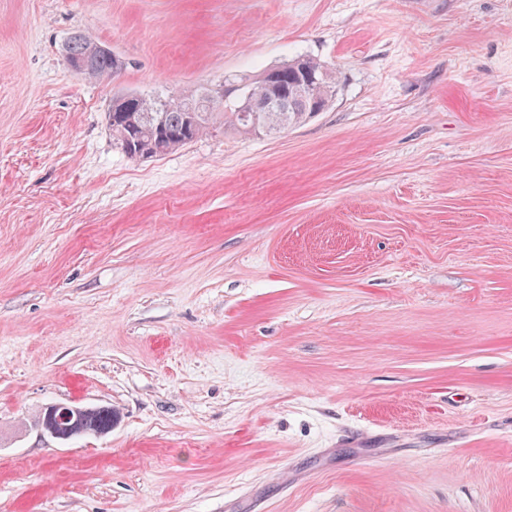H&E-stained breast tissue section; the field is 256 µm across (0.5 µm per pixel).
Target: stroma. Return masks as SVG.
Masks as SVG:
<instances>
[{
  "label": "stroma",
  "instance_id": "obj_1",
  "mask_svg": "<svg viewBox=\"0 0 512 512\" xmlns=\"http://www.w3.org/2000/svg\"><path fill=\"white\" fill-rule=\"evenodd\" d=\"M304 56L284 132L112 138ZM0 512H512V0H0ZM99 42L88 33L78 31L74 32L65 42L63 51L66 54L82 62H73L68 56H65L67 67L75 74L79 75L84 67L81 77L97 80H106L112 78L117 72L114 70L115 62L112 54H105L97 49ZM116 414L109 408L92 409L80 418L81 425L87 430L103 435L112 429Z\"/></svg>",
  "mask_w": 512,
  "mask_h": 512
}]
</instances>
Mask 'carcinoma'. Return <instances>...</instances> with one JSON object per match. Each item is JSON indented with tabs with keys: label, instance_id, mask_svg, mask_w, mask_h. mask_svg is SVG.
Segmentation results:
<instances>
[{
	"label": "carcinoma",
	"instance_id": "1",
	"mask_svg": "<svg viewBox=\"0 0 512 512\" xmlns=\"http://www.w3.org/2000/svg\"><path fill=\"white\" fill-rule=\"evenodd\" d=\"M98 41L78 31L65 42L63 51L82 62V77L106 80L116 74L112 54L97 49ZM281 77L253 81L247 90L255 100L267 97L279 88H288L289 107L286 112H260L256 131L277 134L304 122L311 102L326 103L336 95V75L320 61L311 57L297 58L278 65ZM215 89L217 100L208 107L199 95L184 98H160L134 95L132 108L140 116L138 125L125 123L122 113L115 112L109 123L112 137L125 153L144 146L156 156L170 153L221 123L248 135L236 108H228ZM116 414L109 408L91 409L80 418L87 430L103 435L112 429Z\"/></svg>",
	"mask_w": 512,
	"mask_h": 512
}]
</instances>
